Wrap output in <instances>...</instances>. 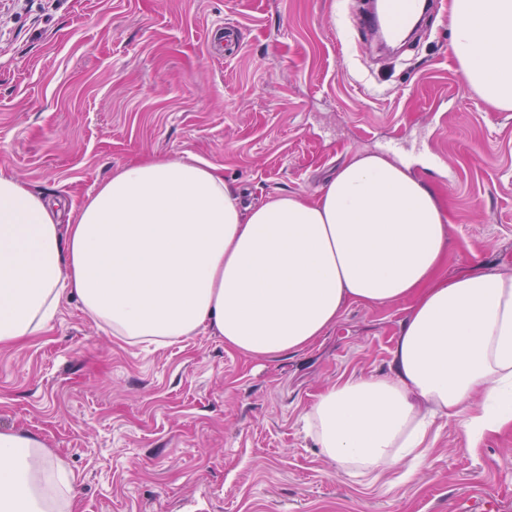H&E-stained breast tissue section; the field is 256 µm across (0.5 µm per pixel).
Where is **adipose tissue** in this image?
Listing matches in <instances>:
<instances>
[{
  "mask_svg": "<svg viewBox=\"0 0 512 512\" xmlns=\"http://www.w3.org/2000/svg\"><path fill=\"white\" fill-rule=\"evenodd\" d=\"M467 85L512 110V0H451ZM446 216L409 167L354 155L315 203L240 207L193 158L116 169L69 223L0 172V347L44 331L63 300L113 335L165 346L201 331L247 355L310 347L347 303L410 299L388 374L321 392L307 421L323 454L365 471L424 455L438 417L471 443L512 423V273L439 271ZM74 479L35 436L0 432V512H70Z\"/></svg>",
  "mask_w": 512,
  "mask_h": 512,
  "instance_id": "adipose-tissue-1",
  "label": "adipose tissue"
}]
</instances>
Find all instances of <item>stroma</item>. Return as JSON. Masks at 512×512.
Listing matches in <instances>:
<instances>
[{
  "label": "stroma",
  "instance_id": "35a3bbf8",
  "mask_svg": "<svg viewBox=\"0 0 512 512\" xmlns=\"http://www.w3.org/2000/svg\"><path fill=\"white\" fill-rule=\"evenodd\" d=\"M362 0H0V171L62 220L118 167L193 156L244 203L316 201L357 153L412 163L449 224L440 270L512 271V112L465 83L448 13L397 57L349 15ZM242 43L217 59L211 29ZM412 307L348 303L307 349L260 359L207 332L132 345L63 301L0 348V431L78 477L72 512H512V424L470 446L435 422L412 470L348 471L305 416L328 386L388 372Z\"/></svg>",
  "mask_w": 512,
  "mask_h": 512
}]
</instances>
